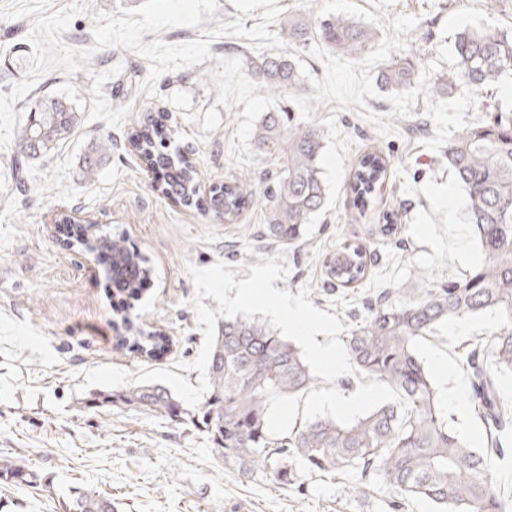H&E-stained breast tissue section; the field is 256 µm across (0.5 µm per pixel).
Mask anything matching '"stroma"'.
<instances>
[{
  "instance_id": "1",
  "label": "stroma",
  "mask_w": 512,
  "mask_h": 512,
  "mask_svg": "<svg viewBox=\"0 0 512 512\" xmlns=\"http://www.w3.org/2000/svg\"><path fill=\"white\" fill-rule=\"evenodd\" d=\"M82 4L63 43L92 49L73 75L53 70L36 81L30 97H62L77 110L72 135L49 153L21 158L18 140L0 149V456L19 457L36 482H0V512H69L76 490L110 496L116 512H392L382 493L358 492L351 479L296 471L282 485L262 472L242 476L224 466L206 436L142 411L114 397L111 387H85L86 370L110 364L129 373L193 361L203 342L188 301L194 295L186 263L216 261L250 275L276 243L263 234V205L236 219L174 203L157 191L145 163L132 154L126 133L138 117L167 113L177 145L197 172L201 188L245 174L254 182L276 162L255 154L254 166L235 165L230 142L242 106L220 110L216 131L202 132L204 113L218 95L209 72L219 59L251 54L247 39L224 36L211 59L168 72L156 95L142 93L149 72L141 55L123 48L94 49V16L119 13L125 0H51L53 9ZM282 12L272 32L291 18L319 21L344 15L371 29L376 40L365 58L336 55L321 42L290 45L305 93L281 97L294 117L321 127L325 209L310 224L301 246L285 250L289 274L280 290L310 287V301L348 327L366 315L368 299L400 300L417 289L463 280L483 260L467 220L465 195L443 150L459 129L480 123L486 112L512 115V76L472 103L448 88L427 86L454 69V41L467 28L512 29V0H277ZM31 18L0 17V92L26 76L34 49ZM415 56L413 91L396 93L381 81L383 66ZM30 97L17 99L24 114ZM111 139L112 149L92 175L82 161ZM389 161L384 183L369 208H357L343 185L354 162L368 152ZM75 216L103 232L123 235L148 261L151 279L133 308L124 309L109 286L100 259L67 246L64 217ZM370 254L365 279L351 288L331 286L323 260L343 246ZM134 326L165 333L170 347L148 358L119 347L122 315ZM500 322L487 313L469 319L463 333L442 325L417 351L461 435L480 440L482 428L470 400L448 397L452 382L469 386L459 358L471 341L493 334ZM450 374H443L441 364ZM82 393H75L77 385Z\"/></svg>"
}]
</instances>
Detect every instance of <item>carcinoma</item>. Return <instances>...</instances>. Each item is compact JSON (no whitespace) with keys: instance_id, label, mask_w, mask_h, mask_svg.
Listing matches in <instances>:
<instances>
[{"instance_id":"1","label":"carcinoma","mask_w":512,"mask_h":512,"mask_svg":"<svg viewBox=\"0 0 512 512\" xmlns=\"http://www.w3.org/2000/svg\"><path fill=\"white\" fill-rule=\"evenodd\" d=\"M288 41L306 46L319 41L334 52L357 60L373 47L374 33L359 22L329 15L313 25L290 19ZM455 66L447 77H435L427 91L450 86L473 96L512 76V31L468 28L454 42ZM245 70L263 90L282 95L305 90L300 72L285 55L245 57ZM416 61L395 59L383 75L387 87L410 91ZM20 136L22 153L36 156L65 139L76 124L72 107L47 98L28 107ZM171 126L163 117L136 120L128 144L151 168L163 173L159 191L186 206L206 205L234 217L253 196L265 207L267 237L283 246L304 239L306 226L324 209L327 188L320 166L324 133L312 124L295 122L279 108L264 113L254 131L257 149L275 156L280 166L271 184L258 190L252 178L240 176L213 188L201 201L196 173L173 145ZM448 169L466 195L469 223L482 251L480 266L462 281H450L420 297L396 305L377 301L367 307L346 348L362 374L397 389L408 401L404 409L386 403L343 427L318 418L279 435L269 427V410L284 399H298L317 385L298 348L267 324L242 317L218 325L207 374L210 388L194 410L160 383L140 384L122 400L160 414L177 424H191L205 433L213 454L248 475L260 469L280 484L293 477L292 463L310 474L350 476L362 488L379 489L399 508L411 499L430 502L436 512H512V498L501 491L491 470L504 457L506 434L512 427V405L498 395V377L512 372V117L491 113L448 139ZM388 161L377 153L356 160L345 191L365 206L384 181ZM112 256V278L123 280L128 298L142 291L151 269L147 260L119 235L100 232ZM327 281L348 288L367 273L366 252L344 247L324 261ZM486 313L501 326L485 343L469 345L461 354L470 373L472 403L483 426L485 443L477 451L448 423L436 386L420 359L417 344L443 323ZM128 329L148 341L146 356L164 348L160 336L145 334L122 318ZM33 472L17 460L0 457V480L32 482ZM73 512H114L112 499L83 491L74 497Z\"/></svg>"}]
</instances>
